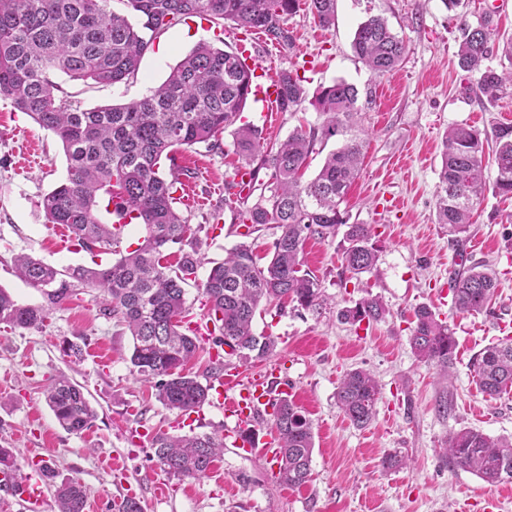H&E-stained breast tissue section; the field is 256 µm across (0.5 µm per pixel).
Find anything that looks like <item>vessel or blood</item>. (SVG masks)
Masks as SVG:
<instances>
[{
    "mask_svg": "<svg viewBox=\"0 0 512 512\" xmlns=\"http://www.w3.org/2000/svg\"><path fill=\"white\" fill-rule=\"evenodd\" d=\"M267 82L259 86L258 93L264 114L274 112L279 103L278 78L274 72H267ZM216 406L223 409L226 417L234 422L225 437L234 448H241L244 441L242 431L252 427L254 421L266 412L270 402L287 394L288 389L276 385L273 372H265L249 378L242 377L235 369H227L216 377L213 387ZM45 469L32 466L27 478L21 483L13 479L0 480V485L15 487L16 493L23 504L25 512H43Z\"/></svg>",
    "mask_w": 512,
    "mask_h": 512,
    "instance_id": "vessel-or-blood-1",
    "label": "vessel or blood"
}]
</instances>
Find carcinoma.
<instances>
[{"instance_id":"1","label":"carcinoma","mask_w":512,"mask_h":512,"mask_svg":"<svg viewBox=\"0 0 512 512\" xmlns=\"http://www.w3.org/2000/svg\"><path fill=\"white\" fill-rule=\"evenodd\" d=\"M0 0V99L61 142L66 158L65 178L46 193L40 207L46 223L63 224L80 248L92 255L119 254L115 263L92 269L71 267L67 276L103 295V312L121 322L133 341L130 371L152 384L157 400L170 411L189 414L209 401L210 386L184 372L201 348L189 327L182 325L186 309L184 285L200 264L196 230L176 208L177 184L184 169L177 162L180 147L218 145L219 135L235 124L252 92L254 70L238 52L200 42L172 69L168 78L139 100L120 106L84 109L62 92L57 74L100 85L125 83L138 74L141 59L157 36L190 17L214 24L231 21L242 29L263 33L287 46L291 36L287 16L300 0ZM319 25L336 20V0H311ZM497 36L490 17L477 25L460 24L456 53L461 70L475 77V88L490 101L512 92V42L502 54L509 66L488 64L490 42ZM355 55L376 76L394 72L407 45L387 20L372 15L354 33ZM308 91L299 76L279 74V106L295 112ZM321 119L315 126L294 130L282 142H264L259 130L244 124L234 131V145L243 166L260 159L271 170L270 180L257 185L252 207L238 212L249 228L275 225L271 259L258 264L250 245L240 242L224 261L210 268L202 291L210 307L208 320L218 332L213 343L227 346V356L263 361L275 353L273 337L256 334L253 320L260 306L289 300L304 310L319 312L326 303L319 280L305 268L306 240H325L344 229L341 260L357 279L378 261L368 224H349L340 211L362 164L365 130L356 86L335 81L314 94ZM341 141L329 152L314 178L302 180V170L317 142ZM241 166V167H243ZM168 174H163L162 168ZM233 169L225 189L239 186ZM495 172L492 190L512 196V125L480 130L457 125L442 138V163L435 203V222L448 225V234L469 230L472 211L487 188V169ZM250 185V188L257 187ZM126 203L121 227L104 224L98 216L100 194ZM131 224L144 235L131 250L118 251ZM174 245H188L176 267L162 263ZM18 276L35 288L59 287L52 300L68 294L71 284L58 280L61 271L28 255L16 257ZM497 278L491 269L473 264L451 279L453 309L462 314L491 311ZM388 310L372 295L338 311L351 324L382 321ZM43 310L19 304L0 288V323L31 329L43 326ZM409 343L414 354L440 370L454 365L456 340L449 324L426 306L415 311ZM473 379L491 397L512 389V339L489 345L471 360ZM381 387L361 368L346 372L336 388V404L352 425L363 428L375 416ZM46 402L59 426L80 434L91 428L96 412L81 387L67 379L47 385ZM281 486L299 488L312 475L314 433L309 419L292 399L272 404ZM156 462L168 475L201 480L221 453L224 439L215 434L156 433L151 440ZM443 453L448 462L488 484L512 482V438H492L465 427L448 437ZM0 471L23 478L13 454L0 448ZM50 483L58 512H84L85 491L73 479Z\"/></svg>"}]
</instances>
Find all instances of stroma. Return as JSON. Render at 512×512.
Wrapping results in <instances>:
<instances>
[{"label": "stroma", "instance_id": "35a3bbf8", "mask_svg": "<svg viewBox=\"0 0 512 512\" xmlns=\"http://www.w3.org/2000/svg\"><path fill=\"white\" fill-rule=\"evenodd\" d=\"M488 13L499 33L490 59L496 66L501 44L512 40V0H461L453 11L443 0H338L336 25L329 30L315 23L310 0H301L287 21L291 45L261 39L248 61L298 73L311 93L343 80L371 98L362 171L341 209L350 223L371 226L376 267L351 278L341 264L339 238L309 239L305 263L327 298L322 312L288 304L254 322L256 333L276 337L279 377L313 426V475L298 489L275 483L262 452L238 455L230 448L203 480L166 477L153 457L151 433H221L224 412L209 403L186 415L162 406L154 389L131 372L132 338L104 315L97 291L78 285L70 297L53 302L16 275L14 259L21 253L60 270L105 267L116 258L61 244L60 225L46 223L38 203L66 174L62 144L0 100V287L18 303L47 313L39 329L0 324V448L12 451L22 470L40 459L60 477L78 480L87 492L86 512H113L114 501L128 495L143 512H512V483L488 485L439 453L449 433L463 427L512 437V391L496 398L482 394L469 368L478 351L503 339L499 325L512 319V198L486 191L469 232L458 237L434 218L446 129L512 124V96L487 102L457 63L460 21L474 24ZM372 15L384 17L408 46L399 69L383 77L372 75L351 47L357 26ZM235 35L231 24L218 33L196 18L159 34L128 83L103 86L63 77L59 84L86 109L125 104L162 84L198 43L219 36L228 49ZM317 120L308 101L269 120L251 101L239 118L272 141ZM179 157L187 174L176 207L187 223L199 226L203 258L186 286L188 318L195 322L207 316L200 283L211 263L242 240L235 215L244 204L239 198L224 203V179L237 162L232 130H225L220 146L197 144L181 149ZM395 197L403 202L396 210L388 206ZM462 261L495 267L499 288L492 313L453 309L447 282ZM369 293L387 305L384 321L355 326L338 319L340 308ZM421 305L455 331L452 379L411 350L414 310ZM72 344L81 347V359L69 356ZM355 368L369 370L382 385L375 418L364 428L336 406L337 384ZM59 377L80 385L95 408L91 429L71 434L57 424L43 391ZM395 449L409 455L411 466L383 471V455ZM243 475L249 486H241ZM162 480L172 487L169 495L156 492Z\"/></svg>", "mask_w": 512, "mask_h": 512}]
</instances>
